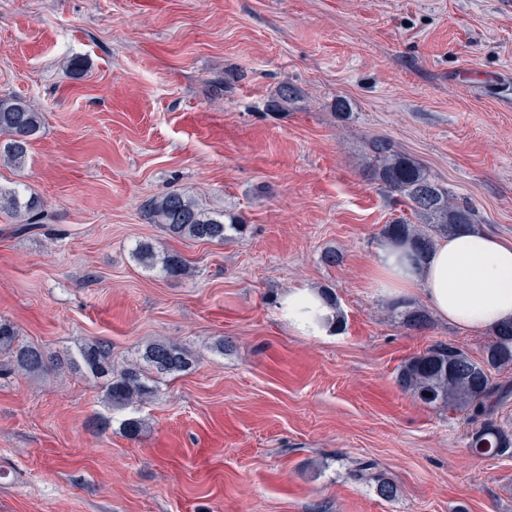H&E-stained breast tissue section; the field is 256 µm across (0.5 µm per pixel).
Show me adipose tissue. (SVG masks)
I'll return each mask as SVG.
<instances>
[{"instance_id": "adipose-tissue-1", "label": "adipose tissue", "mask_w": 512, "mask_h": 512, "mask_svg": "<svg viewBox=\"0 0 512 512\" xmlns=\"http://www.w3.org/2000/svg\"><path fill=\"white\" fill-rule=\"evenodd\" d=\"M377 285L385 293L419 294L442 321L462 330H499L512 323V246L467 228L437 241L423 259L392 245L380 249ZM289 325L305 336L338 328L333 308L319 292L293 288L280 301Z\"/></svg>"}]
</instances>
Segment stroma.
I'll use <instances>...</instances> for the list:
<instances>
[{
	"label": "stroma",
	"instance_id": "obj_1",
	"mask_svg": "<svg viewBox=\"0 0 512 512\" xmlns=\"http://www.w3.org/2000/svg\"><path fill=\"white\" fill-rule=\"evenodd\" d=\"M5 94L44 124L24 167L0 163L42 203L25 235L0 212V320L51 355L107 341L117 370L153 340L197 362L116 412L78 373L0 374V512H512V457L396 384L431 345L477 358L492 335L391 309L374 263L403 209L362 169L386 140L512 244V0H0ZM176 188L244 234L148 223ZM141 242L195 276L145 268ZM291 288L335 293L336 335L289 327Z\"/></svg>",
	"mask_w": 512,
	"mask_h": 512
}]
</instances>
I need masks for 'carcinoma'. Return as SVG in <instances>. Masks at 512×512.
Returning <instances> with one entry per match:
<instances>
[{
	"mask_svg": "<svg viewBox=\"0 0 512 512\" xmlns=\"http://www.w3.org/2000/svg\"><path fill=\"white\" fill-rule=\"evenodd\" d=\"M301 96L290 82L281 84L272 99V107L287 110ZM42 128L41 113L16 96L0 98V158L22 167L28 147ZM366 169L394 203L403 205L411 217L401 218L382 229L388 244L407 247L420 256L435 243V235L450 236L462 227L476 223L473 208L459 203L425 168L391 145L374 139L369 144ZM0 211L17 220L19 229L39 224V200L18 186H0ZM145 213L153 224L163 226L173 239L222 244L243 233L244 224L235 216L211 214L188 193L175 189L145 204ZM137 261L146 268H161L165 277L179 279L191 273L187 260L175 251L156 252L153 245L141 243L135 249ZM11 324L0 322V346L9 349L11 367L27 375H42L56 368L46 353L34 344H15ZM194 363L189 350L174 341H154L145 346L139 360L115 372L112 347L105 341L81 346L66 359V364L89 377L103 380V397L113 410H123L137 401H145L156 392V379L177 376ZM512 364V326L494 334L482 357L473 358L456 346L437 343L406 359L396 381L400 389L431 406L463 412L472 424L469 447L483 457L512 455V433L505 430L495 415L512 400V382L496 381L495 369Z\"/></svg>",
	"mask_w": 512,
	"mask_h": 512,
	"instance_id": "carcinoma-1",
	"label": "carcinoma"
}]
</instances>
